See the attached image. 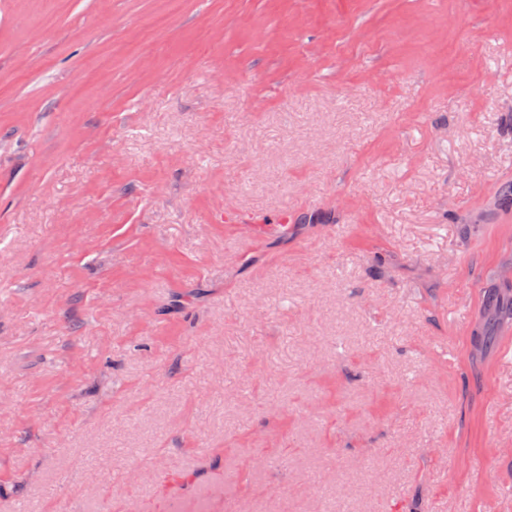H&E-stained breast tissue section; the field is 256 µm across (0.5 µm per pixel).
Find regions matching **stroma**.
Returning a JSON list of instances; mask_svg holds the SVG:
<instances>
[{
    "label": "stroma",
    "mask_w": 512,
    "mask_h": 512,
    "mask_svg": "<svg viewBox=\"0 0 512 512\" xmlns=\"http://www.w3.org/2000/svg\"><path fill=\"white\" fill-rule=\"evenodd\" d=\"M509 184L512 0H0V512H512Z\"/></svg>",
    "instance_id": "stroma-1"
}]
</instances>
